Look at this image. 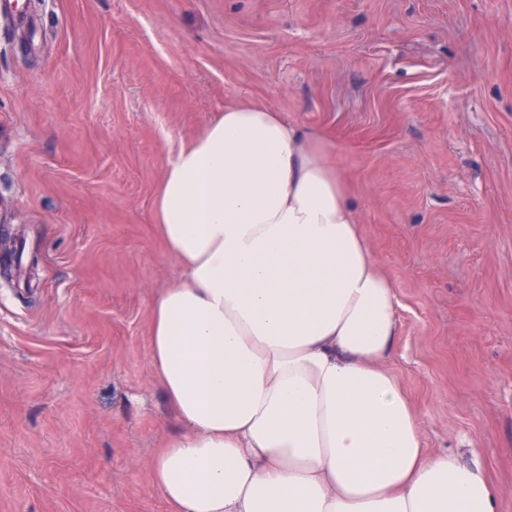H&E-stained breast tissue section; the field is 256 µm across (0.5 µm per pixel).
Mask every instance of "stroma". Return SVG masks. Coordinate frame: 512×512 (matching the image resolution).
<instances>
[{
  "label": "stroma",
  "mask_w": 512,
  "mask_h": 512,
  "mask_svg": "<svg viewBox=\"0 0 512 512\" xmlns=\"http://www.w3.org/2000/svg\"><path fill=\"white\" fill-rule=\"evenodd\" d=\"M28 10L0 17V222L39 256L0 278V512H169L149 325L182 269L155 192L231 102L334 141L425 446L478 461L512 512V0Z\"/></svg>",
  "instance_id": "obj_1"
}]
</instances>
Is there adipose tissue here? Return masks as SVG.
<instances>
[{
    "label": "adipose tissue",
    "instance_id": "ef3b65f1",
    "mask_svg": "<svg viewBox=\"0 0 512 512\" xmlns=\"http://www.w3.org/2000/svg\"><path fill=\"white\" fill-rule=\"evenodd\" d=\"M155 215L185 276L150 320L185 427L152 462L170 512H505L479 462L424 448L384 366L397 288L334 142L226 105L168 164Z\"/></svg>",
    "mask_w": 512,
    "mask_h": 512
}]
</instances>
